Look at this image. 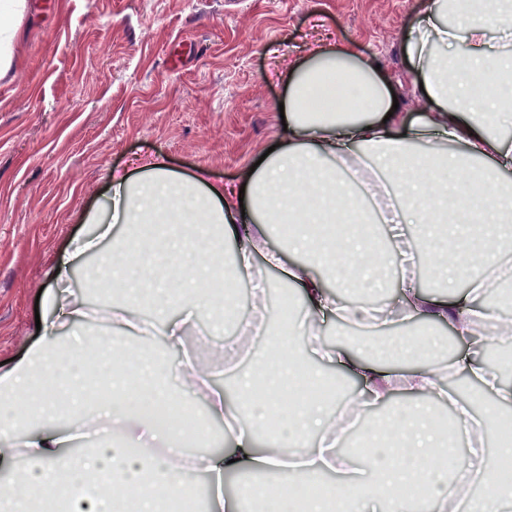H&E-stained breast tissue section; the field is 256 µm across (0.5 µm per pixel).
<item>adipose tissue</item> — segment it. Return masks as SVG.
<instances>
[{
  "instance_id": "obj_1",
  "label": "adipose tissue",
  "mask_w": 512,
  "mask_h": 512,
  "mask_svg": "<svg viewBox=\"0 0 512 512\" xmlns=\"http://www.w3.org/2000/svg\"><path fill=\"white\" fill-rule=\"evenodd\" d=\"M447 0H426L408 35L409 58L421 84L423 113L409 119L393 111V92L374 62L349 45L313 48L290 62L281 76L288 91L284 102L288 139L257 166L243 170L238 183L208 182L200 175L176 172L162 157L141 160L138 175L112 171V225L130 224L132 236L112 244V267L123 289L108 307L121 335L112 337V354L99 359L89 353L90 339L77 332L88 311L68 289L45 301L50 314L41 332L52 350L37 348L0 375V512H116L129 504L132 512H162L164 502L188 492L190 474L182 457L129 453L128 444L147 436L162 442L183 440L174 428L156 427L139 416L134 404L112 411V430L121 446L101 445L75 452L64 419L77 417L89 428L100 412L74 407L87 379H103L113 392H124L131 379L161 400L160 367L155 359L130 355L126 336L142 331L146 313L163 321L168 346H181L195 314L209 315L213 325L239 321L235 284L250 276L257 241L269 226L289 215L304 216L283 250L269 252L268 266L301 288L308 303L304 328L314 318L336 316L358 326L380 329L392 322L418 319L448 324L459 338L472 339L489 325L503 339L512 338V311L498 305L502 286L493 269L512 259V194H504L503 175L512 172V147L502 144L492 124L502 109L499 87L512 75V55L492 50L491 29L512 14V0L483 7L471 0L464 22L452 25ZM336 69L352 78L354 106L316 115L301 104L313 93L322 71ZM373 160L385 179L375 195L400 200L393 217L376 211L382 236L346 219L349 186L332 162ZM464 229L458 246L448 244L449 224ZM202 225L186 234L184 225ZM237 241L226 255L224 243ZM428 258L436 287L453 289L459 279L470 287L453 297L420 290L415 278L417 255ZM223 292H216V282ZM181 317H168L173 304ZM73 333L67 344L54 345L60 324ZM267 352L263 403L251 404L257 386L254 372L234 378V392L214 389L206 371L191 363L175 369L181 382L203 395L210 418L232 427L227 449H212L207 424L192 437L207 450L201 468L216 487L211 512H241V495H224V478L250 470L280 473L278 485L263 489L260 512H340L341 501L307 493L304 476L334 471L337 488L345 477L370 462L373 478L362 483L360 512H504L512 506V484L483 478L486 494L476 499L471 481L462 479L468 459L452 454L454 441L428 407L394 399L397 387L456 406L458 431L471 446L483 445L484 421L471 418L468 402L448 390V375L438 364L441 337L431 334L386 336L384 344L353 348L344 341L316 342V358L361 377L366 401L386 408L382 424L365 427L356 448L337 452L349 430L347 413L329 403L297 404L288 391L299 372L322 381L316 368H305L292 336L266 329ZM457 371L476 378L496 411H512V385L482 358L465 357ZM29 464L15 466L18 453ZM120 468L119 479L100 483L101 473Z\"/></svg>"
}]
</instances>
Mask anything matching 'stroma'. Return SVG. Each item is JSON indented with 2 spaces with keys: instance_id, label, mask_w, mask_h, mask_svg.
<instances>
[{
  "instance_id": "35a3bbf8",
  "label": "stroma",
  "mask_w": 512,
  "mask_h": 512,
  "mask_svg": "<svg viewBox=\"0 0 512 512\" xmlns=\"http://www.w3.org/2000/svg\"><path fill=\"white\" fill-rule=\"evenodd\" d=\"M424 0H28L11 71L0 78V362L44 343L38 292L69 289L85 329L112 335L89 276L71 255L108 209L109 176L159 156L181 173L231 183L288 136L284 64L350 44L379 64L402 111L421 99L405 34ZM169 364L192 355L227 385L207 318L187 352L148 341Z\"/></svg>"
}]
</instances>
